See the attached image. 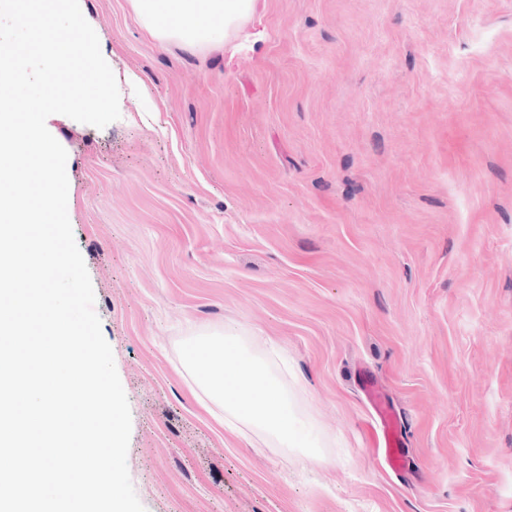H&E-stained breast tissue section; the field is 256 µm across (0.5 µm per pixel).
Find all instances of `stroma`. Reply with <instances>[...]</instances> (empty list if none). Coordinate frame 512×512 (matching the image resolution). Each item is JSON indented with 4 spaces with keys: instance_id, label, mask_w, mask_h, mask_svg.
I'll return each mask as SVG.
<instances>
[{
    "instance_id": "stroma-1",
    "label": "stroma",
    "mask_w": 512,
    "mask_h": 512,
    "mask_svg": "<svg viewBox=\"0 0 512 512\" xmlns=\"http://www.w3.org/2000/svg\"><path fill=\"white\" fill-rule=\"evenodd\" d=\"M119 88L54 114L145 512H512V0H263L231 53L79 0ZM287 360L306 440L224 430L190 342ZM399 417L383 468L362 372Z\"/></svg>"
}]
</instances>
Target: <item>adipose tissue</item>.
<instances>
[{
    "instance_id": "obj_1",
    "label": "adipose tissue",
    "mask_w": 512,
    "mask_h": 512,
    "mask_svg": "<svg viewBox=\"0 0 512 512\" xmlns=\"http://www.w3.org/2000/svg\"><path fill=\"white\" fill-rule=\"evenodd\" d=\"M142 27L161 42L223 43L252 20L256 0H130ZM188 365L201 394L199 404L226 430L264 435L283 448L298 447L288 391L269 363L248 352L233 328L223 337H203L192 345Z\"/></svg>"
}]
</instances>
